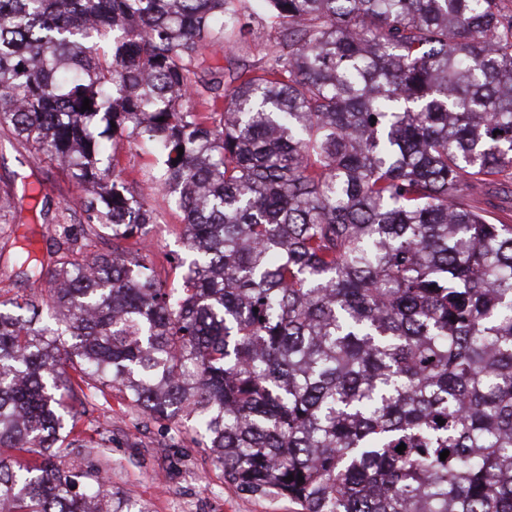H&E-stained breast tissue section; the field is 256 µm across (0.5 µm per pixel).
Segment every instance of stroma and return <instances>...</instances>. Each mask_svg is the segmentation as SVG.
Instances as JSON below:
<instances>
[{"instance_id": "obj_1", "label": "stroma", "mask_w": 512, "mask_h": 512, "mask_svg": "<svg viewBox=\"0 0 512 512\" xmlns=\"http://www.w3.org/2000/svg\"><path fill=\"white\" fill-rule=\"evenodd\" d=\"M115 164L125 176L138 178V190L157 214L148 261L171 284H180V271L172 269L166 257L182 249L181 213L150 183L140 180L143 172L153 168L154 155L136 144L123 143ZM18 174L31 182L42 181L45 191L57 201L79 193L65 171L1 128L0 186ZM90 424L84 419L79 422L83 428ZM91 425L112 438L105 455L113 487L146 503L150 512H296L288 499L236 491L225 481L222 469L207 462L190 440L173 437L170 430L158 425L144 424L140 416L124 412L120 405H113L110 417H98Z\"/></svg>"}]
</instances>
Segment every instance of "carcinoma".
<instances>
[{
    "label": "carcinoma",
    "instance_id": "cac0c4a2",
    "mask_svg": "<svg viewBox=\"0 0 512 512\" xmlns=\"http://www.w3.org/2000/svg\"><path fill=\"white\" fill-rule=\"evenodd\" d=\"M264 2L0 0V127L112 237L28 195L57 236L11 243L48 288L0 300V449L33 455L0 452V512H148L72 456L104 457L77 425L112 394L299 512H512V0ZM125 137L182 213L179 288L142 258ZM268 38L266 29L254 26L252 34L247 35L245 41L241 44L238 54L244 57H258L265 49Z\"/></svg>",
    "mask_w": 512,
    "mask_h": 512
}]
</instances>
